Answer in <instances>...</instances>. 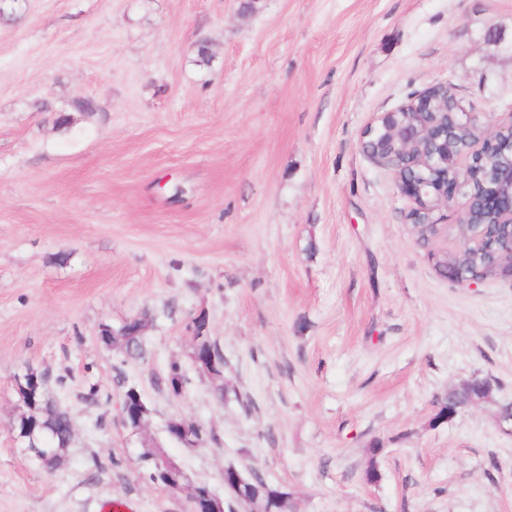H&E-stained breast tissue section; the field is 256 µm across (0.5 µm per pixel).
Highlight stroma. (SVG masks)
I'll return each instance as SVG.
<instances>
[{"mask_svg":"<svg viewBox=\"0 0 512 512\" xmlns=\"http://www.w3.org/2000/svg\"><path fill=\"white\" fill-rule=\"evenodd\" d=\"M436 83L512 113V0H5L0 512H189L190 486L223 494L231 464L288 489L293 512H512V281L442 277L431 256L458 247L455 213L419 242L360 148ZM144 312L146 357L122 361L101 331ZM201 313L219 380L192 364ZM172 360L190 378L178 399ZM29 372L73 420L51 470L11 429ZM475 375L492 401L432 425ZM174 417L218 443L183 447ZM157 448L183 488L149 480ZM189 383L187 371L180 361L172 360L165 371V385L171 397H182Z\"/></svg>","mask_w":512,"mask_h":512,"instance_id":"stroma-1","label":"stroma"}]
</instances>
